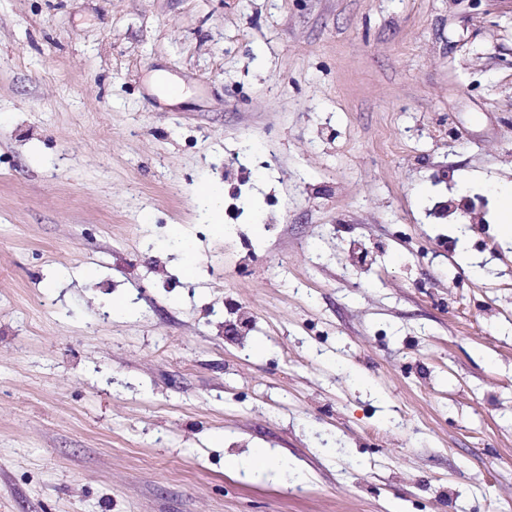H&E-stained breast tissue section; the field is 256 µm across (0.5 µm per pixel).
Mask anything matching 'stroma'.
<instances>
[{
	"mask_svg": "<svg viewBox=\"0 0 512 512\" xmlns=\"http://www.w3.org/2000/svg\"><path fill=\"white\" fill-rule=\"evenodd\" d=\"M505 186L512 0H0V512H512ZM275 457L266 448L257 449L256 453L247 459L230 458L226 461L225 466L228 470L233 471H250L256 469H269Z\"/></svg>",
	"mask_w": 512,
	"mask_h": 512,
	"instance_id": "stroma-1",
	"label": "stroma"
}]
</instances>
